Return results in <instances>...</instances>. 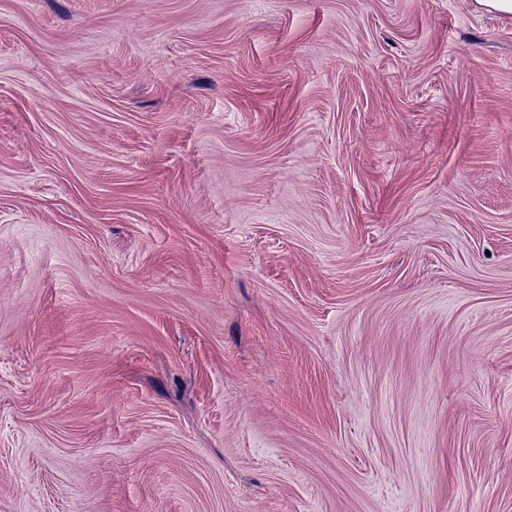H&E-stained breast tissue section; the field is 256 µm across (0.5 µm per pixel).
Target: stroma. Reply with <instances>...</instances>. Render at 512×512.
<instances>
[{
  "instance_id": "1",
  "label": "stroma",
  "mask_w": 512,
  "mask_h": 512,
  "mask_svg": "<svg viewBox=\"0 0 512 512\" xmlns=\"http://www.w3.org/2000/svg\"><path fill=\"white\" fill-rule=\"evenodd\" d=\"M0 512H512V16L0 0Z\"/></svg>"
}]
</instances>
